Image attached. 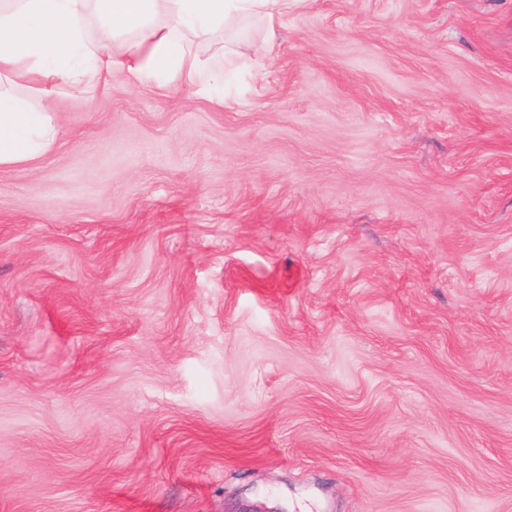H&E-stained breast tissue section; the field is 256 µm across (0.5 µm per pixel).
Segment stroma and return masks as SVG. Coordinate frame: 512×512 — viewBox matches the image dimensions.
<instances>
[{
    "label": "stroma",
    "mask_w": 512,
    "mask_h": 512,
    "mask_svg": "<svg viewBox=\"0 0 512 512\" xmlns=\"http://www.w3.org/2000/svg\"><path fill=\"white\" fill-rule=\"evenodd\" d=\"M198 54L0 168V512H512V0Z\"/></svg>",
    "instance_id": "stroma-1"
}]
</instances>
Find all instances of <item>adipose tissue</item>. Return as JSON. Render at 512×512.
<instances>
[{
    "mask_svg": "<svg viewBox=\"0 0 512 512\" xmlns=\"http://www.w3.org/2000/svg\"><path fill=\"white\" fill-rule=\"evenodd\" d=\"M295 0H0V167L51 149L56 126L49 101L31 105L13 88L42 93L49 82L84 92L120 73L139 83H187L216 106L217 76L202 66L194 43L246 17L275 25ZM102 20L95 43L84 40L88 9ZM127 40L116 52L111 41Z\"/></svg>",
    "mask_w": 512,
    "mask_h": 512,
    "instance_id": "obj_1",
    "label": "adipose tissue"
}]
</instances>
